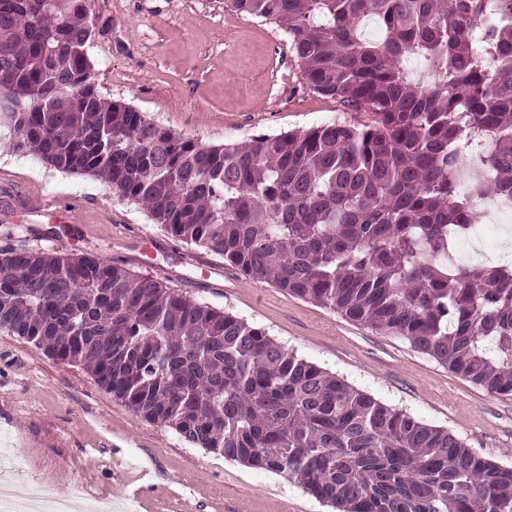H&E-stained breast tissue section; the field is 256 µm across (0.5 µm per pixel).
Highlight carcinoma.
<instances>
[{
    "label": "carcinoma",
    "mask_w": 512,
    "mask_h": 512,
    "mask_svg": "<svg viewBox=\"0 0 512 512\" xmlns=\"http://www.w3.org/2000/svg\"><path fill=\"white\" fill-rule=\"evenodd\" d=\"M288 34L308 88L368 114L205 144L97 90L94 0H0L14 152L99 178L178 241L406 340L512 398V264L451 262L512 209V0H224ZM0 330L83 367L143 421L339 512H512V468L265 329L94 253L0 234Z\"/></svg>",
    "instance_id": "1"
}]
</instances>
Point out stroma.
Returning a JSON list of instances; mask_svg holds the SVG:
<instances>
[{"instance_id": "stroma-1", "label": "stroma", "mask_w": 512, "mask_h": 512, "mask_svg": "<svg viewBox=\"0 0 512 512\" xmlns=\"http://www.w3.org/2000/svg\"><path fill=\"white\" fill-rule=\"evenodd\" d=\"M88 55L102 97L208 144H246L366 114L308 89L284 28L224 0H94ZM0 128V225L61 253L95 252L227 310L350 385L512 467V399L487 395L396 336L253 281L186 245L102 181L46 168ZM0 440L37 488L114 512H334L297 483L137 420L84 369L0 331Z\"/></svg>"}]
</instances>
